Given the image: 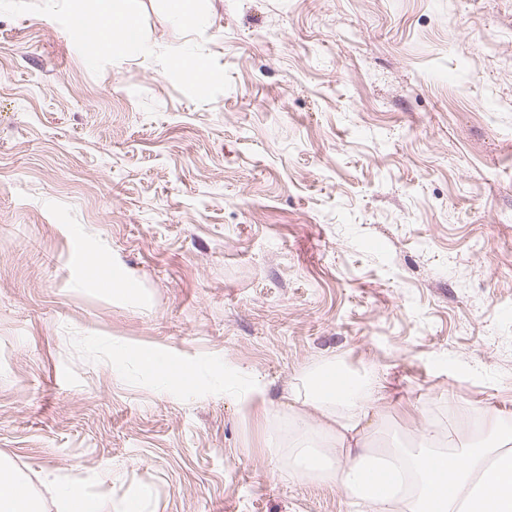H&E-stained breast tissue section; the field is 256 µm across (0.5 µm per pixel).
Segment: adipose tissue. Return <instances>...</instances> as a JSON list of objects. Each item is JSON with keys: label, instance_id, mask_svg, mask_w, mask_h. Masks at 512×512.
Segmentation results:
<instances>
[{"label": "adipose tissue", "instance_id": "ef3b65f1", "mask_svg": "<svg viewBox=\"0 0 512 512\" xmlns=\"http://www.w3.org/2000/svg\"><path fill=\"white\" fill-rule=\"evenodd\" d=\"M384 377L351 374L333 361L314 366L288 388V473L345 490L363 512H512V424L486 412L479 434L454 442L449 431L423 423L406 442H378L384 421ZM323 420L314 446L303 411ZM0 512H44L0 459Z\"/></svg>", "mask_w": 512, "mask_h": 512}]
</instances>
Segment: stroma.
<instances>
[{
  "label": "stroma",
  "instance_id": "35a3bbf8",
  "mask_svg": "<svg viewBox=\"0 0 512 512\" xmlns=\"http://www.w3.org/2000/svg\"><path fill=\"white\" fill-rule=\"evenodd\" d=\"M207 6V104L0 15V457L46 512L48 473L90 512H353L270 462L323 360L385 376L397 440L512 418V0ZM128 353L136 359L143 370L157 374L163 381H172L176 377L172 371L173 363L161 361L143 349H129Z\"/></svg>",
  "mask_w": 512,
  "mask_h": 512
}]
</instances>
